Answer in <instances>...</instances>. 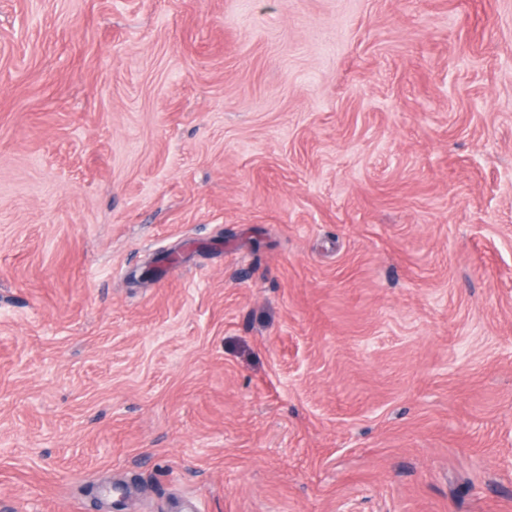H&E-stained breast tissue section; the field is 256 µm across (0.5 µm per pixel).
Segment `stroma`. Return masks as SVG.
<instances>
[{
    "label": "stroma",
    "instance_id": "1",
    "mask_svg": "<svg viewBox=\"0 0 512 512\" xmlns=\"http://www.w3.org/2000/svg\"><path fill=\"white\" fill-rule=\"evenodd\" d=\"M0 512H512V0H0Z\"/></svg>",
    "mask_w": 512,
    "mask_h": 512
}]
</instances>
